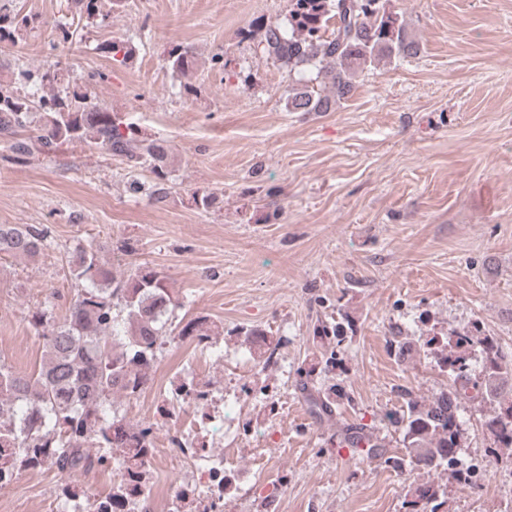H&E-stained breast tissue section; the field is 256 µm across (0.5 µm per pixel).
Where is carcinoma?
<instances>
[{"instance_id": "carcinoma-1", "label": "carcinoma", "mask_w": 512, "mask_h": 512, "mask_svg": "<svg viewBox=\"0 0 512 512\" xmlns=\"http://www.w3.org/2000/svg\"><path fill=\"white\" fill-rule=\"evenodd\" d=\"M99 0H74L79 14L91 23L100 16ZM29 20L0 14V43L15 44ZM261 37L274 63L298 74L288 91L290 112H332L355 88L354 78L368 66L413 57L419 43L403 17L386 9L384 0H289L288 28L256 20L247 32ZM101 53L133 57L135 49L120 39L96 46ZM173 76L187 77L194 53L175 47L168 52ZM22 80H0V141L19 160L49 155L63 143H81L121 159L129 174L152 175L149 195L161 203L169 195L171 147L152 137L121 113L92 98L78 83L58 71L32 74L19 71ZM37 81L52 87L50 94L31 99L23 87ZM47 230L31 224H0V256L33 260L43 253ZM70 273L81 282L68 315L55 321L52 312H35L30 325L43 340L38 369L19 372L0 360V480L42 458L61 473L94 468L92 448L112 449L123 475L145 471L148 449L154 447L151 423L129 425L113 411L114 398L138 396L151 380L158 350L168 336L169 315L176 306L174 291L156 269L137 266L116 278L92 248L77 247L69 260ZM317 334L328 344L343 340L340 323L319 326ZM218 335V325L199 317L178 330L207 344ZM249 352L269 363L282 338L259 329L239 332ZM446 353L437 360L448 376V388L430 398L404 392L402 409L388 415L400 432L402 448L386 443L364 423L347 425L339 446L360 448L402 475L418 471L451 470L452 479L468 485L470 468L456 458L460 422L459 401L478 399L487 409L483 426L493 438L491 455L512 456V353L493 336L481 335L478 325L447 337ZM480 354L473 369L472 351ZM350 397L330 387L311 397L318 412L330 413ZM443 492L435 482L411 483L410 512H435Z\"/></svg>"}]
</instances>
